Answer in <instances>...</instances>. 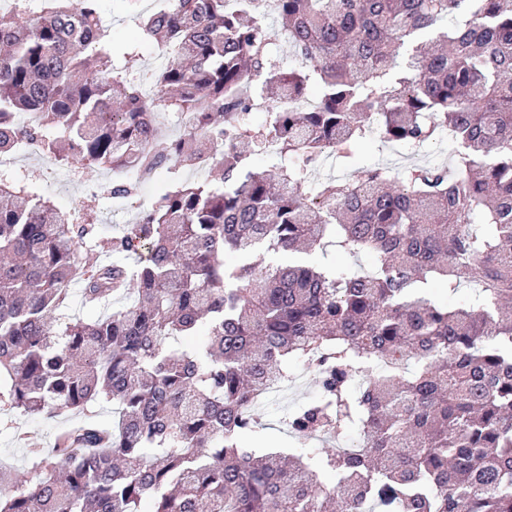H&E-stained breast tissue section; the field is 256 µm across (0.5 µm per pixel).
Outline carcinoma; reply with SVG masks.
<instances>
[{"instance_id": "obj_1", "label": "carcinoma", "mask_w": 512, "mask_h": 512, "mask_svg": "<svg viewBox=\"0 0 512 512\" xmlns=\"http://www.w3.org/2000/svg\"><path fill=\"white\" fill-rule=\"evenodd\" d=\"M98 2L0 6V156L35 140L62 165L223 178L176 184L106 237L96 198L63 213L0 171V406L113 413L50 448L21 435L30 469L0 459V512H512V0H272L298 70L271 63L264 13L172 0L143 20L172 54L147 92L115 72ZM311 83L317 105L295 106ZM257 95L275 119L254 130ZM168 110L193 125L158 146ZM375 128L457 148L447 167L308 192L322 155L352 157ZM249 142L275 172L251 169ZM329 244L376 261L251 262ZM433 281L473 291L448 306ZM74 285L95 319L69 313ZM297 361L320 387L288 413L305 447H244L253 396Z\"/></svg>"}]
</instances>
